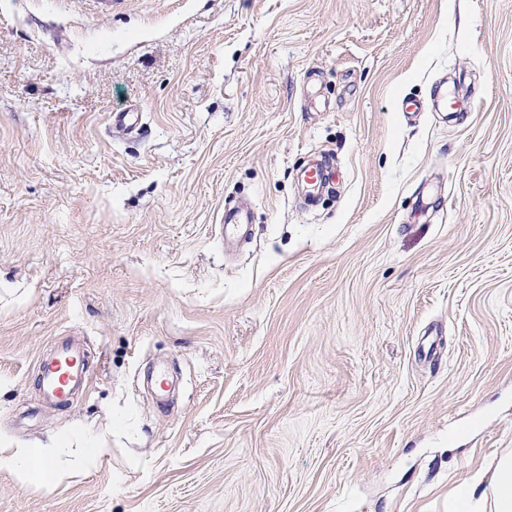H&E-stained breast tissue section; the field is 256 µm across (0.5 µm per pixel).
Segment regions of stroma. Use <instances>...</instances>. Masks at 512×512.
<instances>
[{"mask_svg": "<svg viewBox=\"0 0 512 512\" xmlns=\"http://www.w3.org/2000/svg\"><path fill=\"white\" fill-rule=\"evenodd\" d=\"M0 445L66 450L0 512H448L512 451V0H0ZM429 108H435L448 112L454 109V104L448 99V91L438 92L431 100L406 99L402 102V111L408 115L425 112ZM300 178L309 187L312 198H315L335 183L336 168L330 166L326 160L313 161L301 169ZM86 360L78 346L63 345L51 356L39 361V389L47 401L68 406L77 390L87 382Z\"/></svg>", "mask_w": 512, "mask_h": 512, "instance_id": "1", "label": "stroma"}]
</instances>
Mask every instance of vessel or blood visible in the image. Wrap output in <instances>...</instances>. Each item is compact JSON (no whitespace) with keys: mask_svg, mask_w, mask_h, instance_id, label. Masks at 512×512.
<instances>
[{"mask_svg":"<svg viewBox=\"0 0 512 512\" xmlns=\"http://www.w3.org/2000/svg\"><path fill=\"white\" fill-rule=\"evenodd\" d=\"M452 101L447 93H437L431 100L407 99L402 110L412 115L435 108L451 110ZM300 178L309 188L311 196H318L336 181V169L326 161L310 162L300 171ZM87 382L86 360L83 350L73 345L59 348L53 355L41 357L39 361V389L47 401L61 405H70L77 390Z\"/></svg>","mask_w":512,"mask_h":512,"instance_id":"obj_1","label":"vessel or blood"}]
</instances>
